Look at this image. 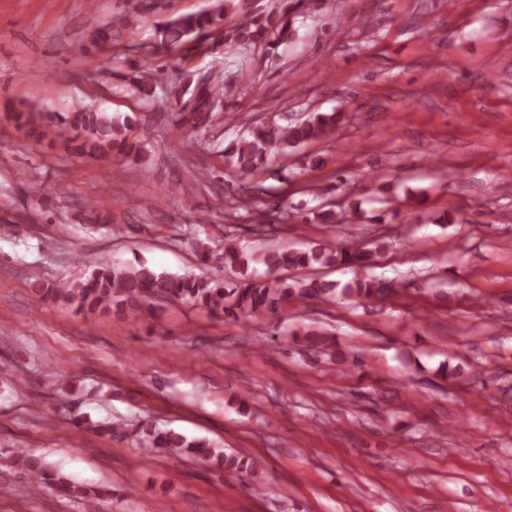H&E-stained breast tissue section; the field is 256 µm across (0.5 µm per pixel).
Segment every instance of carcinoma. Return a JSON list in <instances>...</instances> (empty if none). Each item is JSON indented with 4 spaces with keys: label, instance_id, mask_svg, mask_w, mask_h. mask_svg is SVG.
<instances>
[{
    "label": "carcinoma",
    "instance_id": "carcinoma-1",
    "mask_svg": "<svg viewBox=\"0 0 512 512\" xmlns=\"http://www.w3.org/2000/svg\"><path fill=\"white\" fill-rule=\"evenodd\" d=\"M307 0H292L291 7L280 14L266 17L261 13L241 10L236 0H210L197 13L169 19L159 29L160 43L179 52L173 61H167L174 71L169 83L161 86L166 103L178 116L176 135L194 129L204 113L222 112L226 101L234 97L224 84L223 72L215 69L200 78L181 73L184 61L191 56L207 55L221 46L240 52L260 45H276L290 30L295 17L306 9ZM239 18L230 25L224 22L231 15ZM158 69L145 61L139 65V78L134 85L136 93L144 98L155 95V76ZM338 113H310L304 119L285 126L252 128L247 135L224 148L225 168L249 179L263 172L271 151L288 155L310 142L329 136ZM11 118L16 126L25 129L39 140L58 142L66 151L82 158L104 161L112 153L128 155L147 138V130L137 129L127 117L112 115L90 108L74 106L67 112H41L29 105L14 109ZM385 243L366 249L357 244L336 245L322 242L307 251H290L276 247L247 250L234 238L224 239L223 263L230 267L249 268L255 263L265 267V280L239 282L224 277L218 269L207 276L172 275L143 263L137 267L101 264L83 281L77 283L36 284L44 296L61 301L78 314L112 313L140 309L156 301H182L205 310L213 317L225 315L245 320L260 321L287 304L296 305L306 300L333 302L342 299L384 300L395 293L388 283L376 279L364 270L375 265L377 253ZM341 266L353 272L344 285L315 277H290L288 271L313 267ZM304 336L324 353L333 348L331 333L308 329ZM134 437L146 457L155 453L170 456L192 454L229 471L249 474L252 463L240 455L201 438L187 436L155 426L134 430ZM5 465L25 469L33 486L40 488L52 483L69 496L84 498L87 508L97 509L106 493L97 489L74 485L66 477L51 469L49 464L21 450L4 457Z\"/></svg>",
    "mask_w": 512,
    "mask_h": 512
}]
</instances>
